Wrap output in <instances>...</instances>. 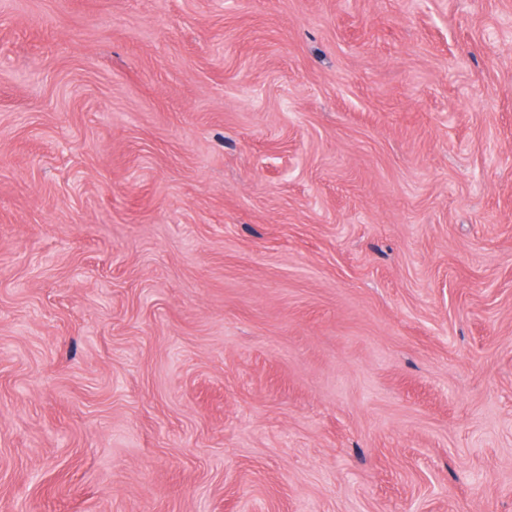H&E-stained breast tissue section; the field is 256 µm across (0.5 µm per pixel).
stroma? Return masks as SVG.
I'll list each match as a JSON object with an SVG mask.
<instances>
[{
	"instance_id": "1",
	"label": "stroma",
	"mask_w": 512,
	"mask_h": 512,
	"mask_svg": "<svg viewBox=\"0 0 512 512\" xmlns=\"http://www.w3.org/2000/svg\"><path fill=\"white\" fill-rule=\"evenodd\" d=\"M0 512H512V0H0Z\"/></svg>"
}]
</instances>
